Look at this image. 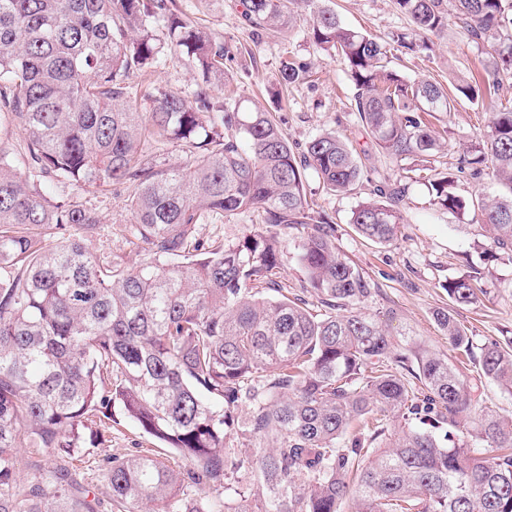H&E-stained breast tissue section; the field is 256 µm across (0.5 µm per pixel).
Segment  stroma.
<instances>
[{
  "label": "stroma",
  "mask_w": 512,
  "mask_h": 512,
  "mask_svg": "<svg viewBox=\"0 0 512 512\" xmlns=\"http://www.w3.org/2000/svg\"><path fill=\"white\" fill-rule=\"evenodd\" d=\"M180 10L223 40L230 58L224 63V87L234 100L247 101L270 113L295 150L323 131L332 130L356 149L366 148L368 138L350 103L354 84L341 56L317 48L307 36L311 20L302 15L287 32H254L242 18L239 0H176ZM352 29L387 41L389 35L405 30L408 19L393 0H324ZM495 40H469L457 25L431 37L426 49L405 54L389 49V68L405 80L434 78L441 83L454 81L457 74L483 69L498 49ZM310 63L312 73L304 83L281 88L280 69L288 58ZM500 86L491 96L473 104L462 102L450 113H438L430 124L442 132L446 150L437 156L434 170L411 172L404 202V224L398 240L381 245L357 234L351 214L362 196L327 193L319 180L308 177L307 200L314 209L329 214L336 227V245L377 290L366 302L367 311L387 319L399 343L413 340L456 359L434 321L441 309L452 311L473 337L474 346L488 341L507 344L512 339V260L501 257L483 261L480 252L486 239L472 213L453 215L430 202L427 181L433 172H448L470 144L488 131L490 113L512 108V73H502ZM139 84L164 86L178 95H188L198 82L192 65L183 57L170 54L155 72L139 77ZM87 207L102 218L100 233L87 237L90 250L100 257L121 260L127 266L139 265L144 250L128 232L130 216L125 209L121 188L102 194L86 188L76 193ZM478 275L485 295L470 305L454 304L445 285L448 279ZM114 423L106 442H99L97 426L84 432V445L92 457L126 456L149 447L142 431L121 408L112 410Z\"/></svg>",
  "instance_id": "obj_1"
}]
</instances>
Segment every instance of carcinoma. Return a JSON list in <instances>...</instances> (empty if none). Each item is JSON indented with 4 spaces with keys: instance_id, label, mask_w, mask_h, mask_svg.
<instances>
[{
    "instance_id": "1",
    "label": "carcinoma",
    "mask_w": 512,
    "mask_h": 512,
    "mask_svg": "<svg viewBox=\"0 0 512 512\" xmlns=\"http://www.w3.org/2000/svg\"><path fill=\"white\" fill-rule=\"evenodd\" d=\"M395 4L409 21L395 42L409 50L452 17L474 41L504 35L507 44L486 80L459 76L450 94L388 70L386 46L323 0H240L255 31L290 29L309 11L312 42L348 67L351 109L371 145L427 170L444 141L426 116L485 97L512 70V0ZM169 52L194 67L197 89L137 96L131 79ZM224 55L176 0H0V123L25 133L19 151L0 148V512H99L89 491L75 492L74 461L87 423L112 420L116 403L159 447L99 460L121 512H512V419L480 404L447 357L399 347L386 322L363 311L373 283L336 248L333 218L307 201L310 172L334 193L369 185L350 224L389 245L404 223L402 178L364 169L333 132L296 152L267 113L224 105L213 93L224 85ZM309 73L290 59L280 83ZM148 142L178 143L183 163L143 161ZM485 167L507 194L460 196L452 172L428 190L447 212L479 217L483 257L496 260L512 256V109L493 113L456 169ZM46 176L124 186L146 261L128 268L89 251L100 216L73 196L47 197ZM247 212L256 224L240 237L197 238V225ZM289 230L299 233L294 250L314 306L277 280ZM45 234L58 242L45 245ZM446 290L459 305L483 292L470 275ZM434 319L452 349L475 357L451 311ZM480 365L512 393V349L489 341ZM231 435L254 448L226 446ZM477 446L494 455L478 456ZM172 456L186 468L168 466ZM36 459L48 467L29 479ZM241 471L252 487L226 497Z\"/></svg>"
}]
</instances>
